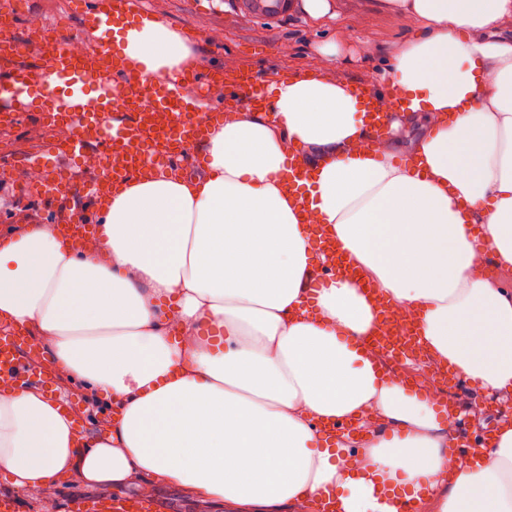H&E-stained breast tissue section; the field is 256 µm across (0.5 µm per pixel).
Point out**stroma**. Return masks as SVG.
Instances as JSON below:
<instances>
[{
  "label": "stroma",
  "instance_id": "1",
  "mask_svg": "<svg viewBox=\"0 0 512 512\" xmlns=\"http://www.w3.org/2000/svg\"><path fill=\"white\" fill-rule=\"evenodd\" d=\"M28 14L18 27H26L30 17L55 23L64 17L67 36L90 39L76 14L70 13V0H28ZM144 10L158 13L166 23L181 29L193 25L197 30L194 47L205 62L234 65L251 71L262 83L286 73L312 69L318 62L317 46L344 29L348 43L343 58L332 63L329 73L336 80L373 83L377 71L397 46L411 38L412 31L402 15L384 0H332L337 17L313 23L293 10L274 15H257L242 10V0H140ZM40 125L37 113H29L19 123L0 127V158L20 160L35 155L43 142L36 136ZM22 189L21 179L0 182V238L20 225L56 218ZM109 486L88 487L78 482L61 485L51 501H43L12 489L0 478V497L18 502V512H64L74 498L112 495Z\"/></svg>",
  "mask_w": 512,
  "mask_h": 512
}]
</instances>
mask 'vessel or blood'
<instances>
[{
	"instance_id": "obj_1",
	"label": "vessel or blood",
	"mask_w": 512,
	"mask_h": 512,
	"mask_svg": "<svg viewBox=\"0 0 512 512\" xmlns=\"http://www.w3.org/2000/svg\"><path fill=\"white\" fill-rule=\"evenodd\" d=\"M78 15L93 39L82 53H75L73 42L63 35L27 40V52L35 58L26 63L11 55L16 41L13 26L0 27V118L11 119L30 111V100H44L42 120L50 126L68 121L71 137L45 143L34 167L42 172L39 197L47 204L95 196L96 188L82 181L76 165L87 155H96L103 167L105 185L122 181L146 167H177L182 153L203 140L209 126L224 121V101L219 86L245 91L252 102H260L252 75L227 79L223 69L197 67L173 80L141 79L138 64L115 47V28L135 24L136 15L129 0H112L102 7L99 0H77ZM394 94L384 99L368 97L369 123L362 138L375 141L389 131V113L403 109ZM319 249L331 260L333 273L355 278L358 270L327 236L317 239ZM390 344L401 357L415 355L416 335L388 342L383 334L371 336L369 347ZM36 377L44 388H51L47 372H35L29 362L24 337L0 336V385L22 384ZM67 512H162L153 499L107 496L76 499Z\"/></svg>"
}]
</instances>
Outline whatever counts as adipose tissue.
Here are the masks:
<instances>
[{"label":"adipose tissue","mask_w":512,"mask_h":512,"mask_svg":"<svg viewBox=\"0 0 512 512\" xmlns=\"http://www.w3.org/2000/svg\"><path fill=\"white\" fill-rule=\"evenodd\" d=\"M417 30L373 90L407 106L390 136L359 148L365 103L326 65L283 75L263 107L230 104L203 143L204 171L151 168L106 188L80 250L54 221L0 245V325L40 337L56 375L106 417L78 430L40 389H0V476L149 496L156 477L225 512H512V422L450 487L444 415L383 375L361 348L378 325L359 282L309 296L320 224L388 303L416 311L432 357L481 389L512 393V290L476 268L475 235L512 267V0H394ZM145 79L200 58L150 14L117 36ZM417 128L410 142L401 128ZM309 176L288 177L295 153ZM375 415L349 445L327 425Z\"/></svg>","instance_id":"adipose-tissue-1"}]
</instances>
